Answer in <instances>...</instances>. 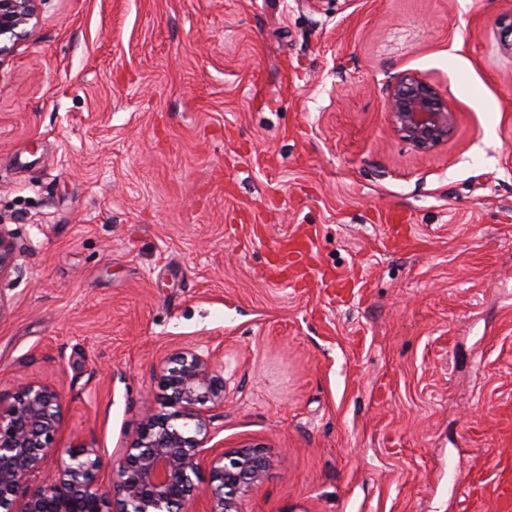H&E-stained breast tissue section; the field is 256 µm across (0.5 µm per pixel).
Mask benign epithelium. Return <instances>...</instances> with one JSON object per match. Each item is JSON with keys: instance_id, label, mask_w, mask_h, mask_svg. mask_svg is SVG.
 <instances>
[{"instance_id": "7a95c632", "label": "benign epithelium", "mask_w": 512, "mask_h": 512, "mask_svg": "<svg viewBox=\"0 0 512 512\" xmlns=\"http://www.w3.org/2000/svg\"><path fill=\"white\" fill-rule=\"evenodd\" d=\"M40 0H0V64L11 47L28 36ZM387 106L393 131L417 151L429 153L448 142L455 114L426 79L402 72L389 81ZM17 250L14 234L0 224V279L11 275ZM160 379L175 411L151 418L132 447L110 463L109 483L94 448L62 450L57 437L64 420L63 399L50 385L24 384L6 406L0 405V507L10 512H103L112 497L117 512H189L200 492L193 476L210 434L205 409L224 407V377L212 357L183 348L159 363ZM57 457L53 473L38 485L31 476ZM272 459L258 445L216 453L202 490L208 512H238L236 499L261 482Z\"/></svg>"}]
</instances>
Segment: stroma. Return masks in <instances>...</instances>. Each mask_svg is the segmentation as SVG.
<instances>
[{"instance_id": "35a3bbf8", "label": "stroma", "mask_w": 512, "mask_h": 512, "mask_svg": "<svg viewBox=\"0 0 512 512\" xmlns=\"http://www.w3.org/2000/svg\"><path fill=\"white\" fill-rule=\"evenodd\" d=\"M512 0H41L0 65V403L58 389L63 448L224 376L206 452L273 460L239 512H464L512 422ZM456 133L423 154L386 84ZM410 216L387 241L381 218ZM310 234L303 287L272 273ZM386 92L393 131L417 151L433 152L453 136L454 112L423 77L413 72L397 74L389 81ZM17 247L13 232L7 224H0V280L11 275Z\"/></svg>"}]
</instances>
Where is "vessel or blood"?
Here are the masks:
<instances>
[{"label":"vessel or blood","mask_w":512,"mask_h":512,"mask_svg":"<svg viewBox=\"0 0 512 512\" xmlns=\"http://www.w3.org/2000/svg\"><path fill=\"white\" fill-rule=\"evenodd\" d=\"M466 499L471 512H512V459L492 457L473 475Z\"/></svg>","instance_id":"vessel-or-blood-1"}]
</instances>
